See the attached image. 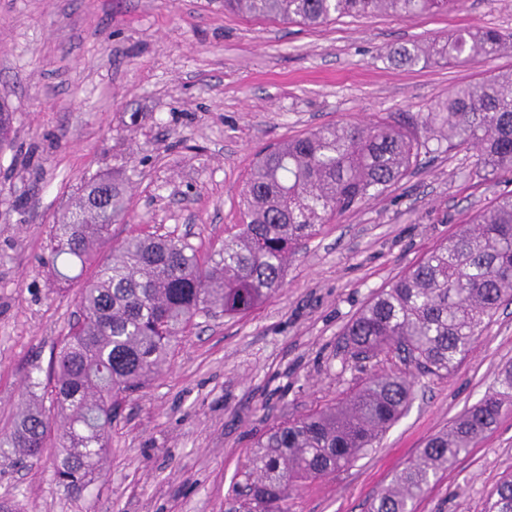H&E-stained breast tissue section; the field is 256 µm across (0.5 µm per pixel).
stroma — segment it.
Here are the masks:
<instances>
[{
	"label": "stroma",
	"mask_w": 512,
	"mask_h": 512,
	"mask_svg": "<svg viewBox=\"0 0 512 512\" xmlns=\"http://www.w3.org/2000/svg\"><path fill=\"white\" fill-rule=\"evenodd\" d=\"M512 34V0H461L450 13L342 16L318 28L225 12L222 0H0V103L13 145L0 151V432L30 394L47 396L53 355L77 319L81 278L43 260L54 224L84 186L111 177L128 211L111 246L183 238L201 260L239 230L241 190L266 146L322 125L417 128L452 88L512 73V45L479 62L397 67L401 45L464 30ZM512 190L476 153L421 154L387 192L324 225L285 281L250 313L197 317L169 364L123 399L96 479L65 490L56 448L26 467L0 458V501L20 512H246L234 488L274 423L355 392L374 373L412 387L405 414L352 465L299 484L291 512H370L426 440L492 391L512 363V302L448 375L396 355L359 361L341 347L367 302L460 223ZM512 471V404L449 464L415 512H481Z\"/></svg>",
	"instance_id": "35a3bbf8"
}]
</instances>
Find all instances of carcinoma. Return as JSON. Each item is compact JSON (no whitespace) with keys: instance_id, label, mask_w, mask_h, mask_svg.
<instances>
[{"instance_id":"obj_1","label":"carcinoma","mask_w":512,"mask_h":512,"mask_svg":"<svg viewBox=\"0 0 512 512\" xmlns=\"http://www.w3.org/2000/svg\"><path fill=\"white\" fill-rule=\"evenodd\" d=\"M457 6L458 0H224L226 12L307 27L344 15L412 17ZM506 41L497 30L477 29L443 44L399 46L388 59L398 67L486 60ZM12 120L0 104V150L11 145ZM424 124L475 150L486 173L511 172L512 74L455 87ZM424 151L431 152L428 141L410 127L382 121L329 124L268 147L247 180L241 228L205 263L191 244L169 235L131 236L100 257L112 224L125 218V189L116 181L87 184L71 216L54 225L48 260L66 281L59 258L72 268L94 265L80 289V316L50 371V405L33 402L14 419L0 434V457L33 459L54 434L56 479L73 489L87 486L120 400L160 374L194 318L253 310L283 286L288 257L317 226L381 196ZM505 302H512V194L479 210L375 295L347 327L345 347L356 359L392 350L428 373H448ZM411 398L405 379L373 376L345 400L272 425L246 471L254 512H290L292 487L351 465L401 418ZM506 402H512V364L500 370L490 393L427 441L371 512H413L439 472L495 426ZM484 512H512V474L491 492Z\"/></svg>"}]
</instances>
